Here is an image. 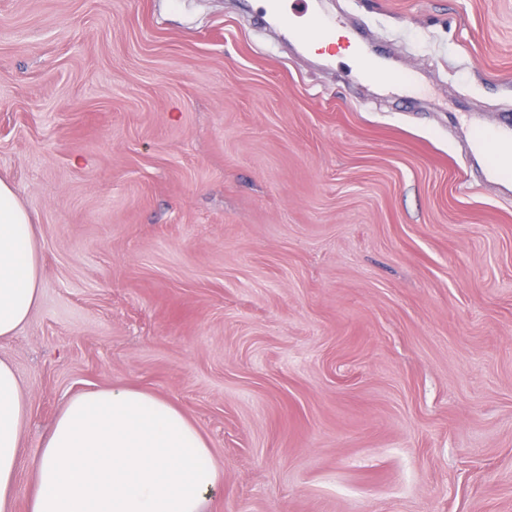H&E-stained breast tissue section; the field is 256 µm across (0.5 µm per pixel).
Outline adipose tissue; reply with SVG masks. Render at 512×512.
<instances>
[{
    "instance_id": "1",
    "label": "adipose tissue",
    "mask_w": 512,
    "mask_h": 512,
    "mask_svg": "<svg viewBox=\"0 0 512 512\" xmlns=\"http://www.w3.org/2000/svg\"><path fill=\"white\" fill-rule=\"evenodd\" d=\"M36 226L0 180V340L37 307ZM28 401L0 359V512H15ZM26 512H204L223 467L199 429L169 400L135 388H98L68 399L32 464Z\"/></svg>"
}]
</instances>
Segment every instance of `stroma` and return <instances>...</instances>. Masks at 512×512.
I'll return each mask as SVG.
<instances>
[{"mask_svg":"<svg viewBox=\"0 0 512 512\" xmlns=\"http://www.w3.org/2000/svg\"><path fill=\"white\" fill-rule=\"evenodd\" d=\"M0 0V179L41 300L15 512L64 402L135 387L206 437V512H512V0ZM271 11L276 13L284 23L293 30L297 38L314 52L334 53L340 50L350 53L355 61L364 66L369 74H376L386 83L394 82L388 73H377L372 62L355 48L344 35L335 18L305 10L301 13L289 12L286 7L288 0H267ZM327 46V48H326Z\"/></svg>","mask_w":512,"mask_h":512,"instance_id":"obj_1","label":"stroma"}]
</instances>
